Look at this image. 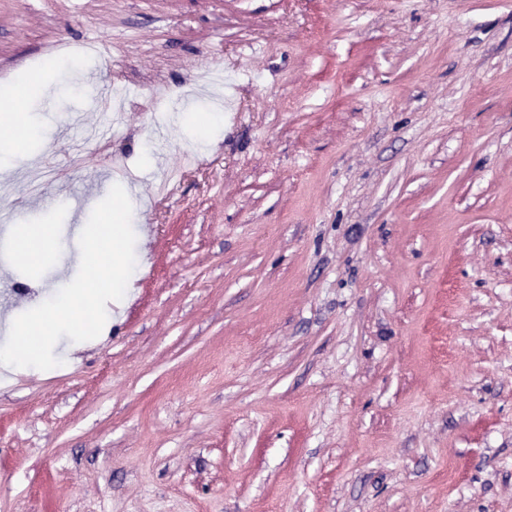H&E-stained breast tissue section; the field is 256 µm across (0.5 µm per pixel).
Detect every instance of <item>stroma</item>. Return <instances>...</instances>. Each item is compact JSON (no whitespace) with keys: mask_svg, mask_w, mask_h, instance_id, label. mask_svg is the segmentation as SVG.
Here are the masks:
<instances>
[{"mask_svg":"<svg viewBox=\"0 0 512 512\" xmlns=\"http://www.w3.org/2000/svg\"><path fill=\"white\" fill-rule=\"evenodd\" d=\"M35 73L0 212L70 256L0 230V308L117 184L136 265L0 387V512H512V0H0ZM56 246L48 231L37 236L25 235L18 255L23 262L36 264L55 255Z\"/></svg>","mask_w":512,"mask_h":512,"instance_id":"1","label":"stroma"}]
</instances>
